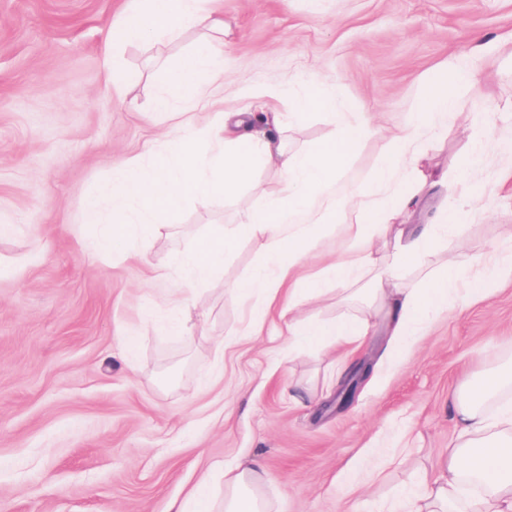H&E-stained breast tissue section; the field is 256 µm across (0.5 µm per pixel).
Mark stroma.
Returning a JSON list of instances; mask_svg holds the SVG:
<instances>
[{
  "mask_svg": "<svg viewBox=\"0 0 512 512\" xmlns=\"http://www.w3.org/2000/svg\"><path fill=\"white\" fill-rule=\"evenodd\" d=\"M223 2L224 95L201 98L196 120L254 110L252 89L324 84L374 125L329 188L337 198L371 182L427 76L451 58L477 62L484 76L457 86V119L424 145V166L448 175L427 211L455 214L430 262L512 253V178L492 157L462 174L472 130L488 146L512 143V0ZM137 5L0 0V512H169L212 464L243 456L264 464L272 512H399L448 452L453 396L512 359V281L483 302L449 297L396 355L384 318H372L349 357L369 359L372 374L338 411L320 342L291 348L275 307L244 333L253 304L231 288L258 264V241L240 240L203 284L171 260L209 225L278 202L287 182L275 168L124 251L89 248L85 198L171 131L175 117L153 107L164 70L204 37L112 44L113 23ZM108 56L127 86L107 82ZM269 104L287 115L289 151L334 128L319 111L293 115L287 99ZM477 185L489 201H474ZM362 314L339 289L301 311L320 322Z\"/></svg>",
  "mask_w": 512,
  "mask_h": 512,
  "instance_id": "35a3bbf8",
  "label": "stroma"
}]
</instances>
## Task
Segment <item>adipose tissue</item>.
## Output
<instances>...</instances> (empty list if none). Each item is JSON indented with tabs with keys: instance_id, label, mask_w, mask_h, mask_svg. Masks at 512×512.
Returning a JSON list of instances; mask_svg holds the SVG:
<instances>
[{
	"instance_id": "adipose-tissue-1",
	"label": "adipose tissue",
	"mask_w": 512,
	"mask_h": 512,
	"mask_svg": "<svg viewBox=\"0 0 512 512\" xmlns=\"http://www.w3.org/2000/svg\"><path fill=\"white\" fill-rule=\"evenodd\" d=\"M187 27L205 28L209 36L168 70L156 102L161 112L175 104L192 108L202 93L220 89L222 0H141L138 10L112 28L116 41L150 38L165 42L176 39ZM479 77V71L464 69L455 59L428 77L427 90L413 106L411 119L389 138L371 183L350 203L329 196L327 189L349 164L356 145L370 133V122L363 112H337L335 97L320 86H309L295 97L294 104L301 110L336 111L335 128L327 138L300 152L285 149L284 121L278 112L261 118L245 112L232 123L217 112L204 129L189 122L179 124L176 134L165 139L149 160L130 158L116 165L111 183L103 188L112 197L111 222L96 247L124 251L142 226L158 223L187 202L231 195L251 179L259 165L272 164L288 183V192L279 203L248 210L242 223L230 231L221 224L211 225L199 248L179 254L176 264L193 281L203 282L223 269L240 239H260L262 259L236 292L244 299L261 292L265 307L283 290L293 306L298 300L321 295L327 281L347 287L370 274L372 286L366 291L365 306L387 318L393 345L402 349L406 337L417 335L424 308H447L449 295L460 289L469 302L485 301L497 284L512 278V258L507 256L486 263L475 275L469 272L473 260L467 256L449 268L428 265L438 229L449 220L445 212L430 224L401 225L396 250L379 260L373 256L375 241L383 239L397 211L412 216L426 206L428 177L420 168L422 142L456 113L457 99L449 80ZM288 222L303 223L304 228L284 234L282 226ZM332 227L344 234L342 256L300 287L285 289L286 280L312 253L319 235ZM408 264L421 272L419 286L400 285L399 271ZM288 328L292 345L299 347L317 339L357 344L368 334L366 321L347 317L328 324L293 321ZM510 386L512 364L472 384L465 398L455 402L458 441L441 457L437 471L422 476L418 490L405 502V512H426L430 504L458 496L460 477L466 471L477 474L481 483L474 512H512V406L501 407L498 430L485 408L490 396ZM263 475L261 464L252 458L226 469L224 484L231 494L224 501V512H265L257 495Z\"/></svg>"
}]
</instances>
